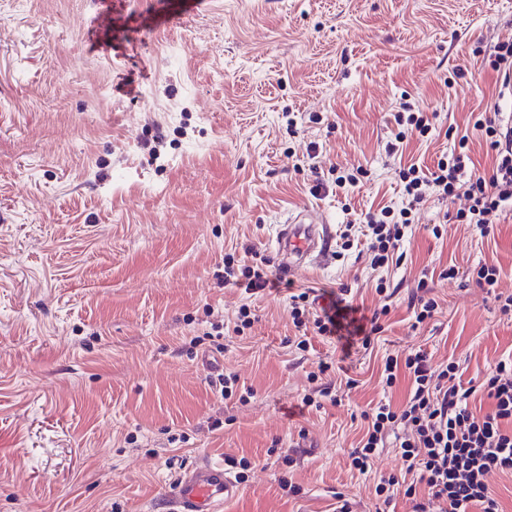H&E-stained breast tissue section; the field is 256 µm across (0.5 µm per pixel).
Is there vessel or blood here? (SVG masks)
<instances>
[{
    "instance_id": "b4317fda",
    "label": "vessel or blood",
    "mask_w": 512,
    "mask_h": 512,
    "mask_svg": "<svg viewBox=\"0 0 512 512\" xmlns=\"http://www.w3.org/2000/svg\"><path fill=\"white\" fill-rule=\"evenodd\" d=\"M328 249L323 220L306 210L281 230L275 254L281 272L289 276L307 260L323 258ZM238 493L239 486L228 468L200 460L185 470L166 502V512H220Z\"/></svg>"
}]
</instances>
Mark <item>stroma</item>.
Listing matches in <instances>:
<instances>
[{"label":"stroma","mask_w":512,"mask_h":512,"mask_svg":"<svg viewBox=\"0 0 512 512\" xmlns=\"http://www.w3.org/2000/svg\"><path fill=\"white\" fill-rule=\"evenodd\" d=\"M185 2L0 0V512H164L174 474L242 456L253 467L222 512H411L374 493L403 470L394 448L371 473L350 467L362 412L409 395L406 376L384 389V356L421 349L478 380L512 355V318L475 284L434 280L438 310L417 328L408 306L423 270L485 259L512 294V214L483 238L451 219L464 197L430 196L405 259L377 270L339 235L400 207L401 165L435 168L447 128L512 105L490 66L512 0ZM404 100L433 129L397 161L385 144ZM357 167L361 183L335 186ZM303 208L330 251L292 286L350 288L379 318L372 352L322 336L300 351L289 288L224 283L225 254H272ZM244 304L252 328L209 352L204 333ZM221 373L251 396H221ZM349 377L341 404L302 410Z\"/></svg>","instance_id":"stroma-1"}]
</instances>
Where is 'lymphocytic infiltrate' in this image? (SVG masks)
I'll list each match as a JSON object with an SVG mask.
<instances>
[{
  "instance_id": "1",
  "label": "lymphocytic infiltrate",
  "mask_w": 512,
  "mask_h": 512,
  "mask_svg": "<svg viewBox=\"0 0 512 512\" xmlns=\"http://www.w3.org/2000/svg\"><path fill=\"white\" fill-rule=\"evenodd\" d=\"M399 128L386 151H402L408 137H427L432 123L427 113L414 111L404 101L394 115ZM474 135L485 139L492 152V166L479 172L468 153V136H461L457 147L443 155L437 168L427 171L410 164L401 174L404 199L398 209L382 208L367 213L357 231L371 254V264L385 268L405 238L413 231L414 213L425 197L464 195L466 209L457 211L455 221L472 225L480 236H488L496 220L512 212V126L485 116L475 119ZM472 134V135H473ZM224 282L245 291L260 292L276 287L270 259L252 252L249 263L239 265L234 255L224 257ZM313 287L292 294L291 316L296 329L312 325L319 336H343L346 345L369 347L378 323H365L356 307L332 301L320 316L307 320V306ZM412 381L409 396L401 407L378 402L365 413L367 431L349 454L352 466L366 472L378 449L393 446L400 454L406 473L418 476L417 484L401 485L396 476H383L375 492L388 496L403 492L412 512H503L487 482L490 472L512 473V357L497 361L487 369L480 386H464L459 366L448 363L433 370L423 351H413L399 359L386 358V386H393L399 373ZM483 394L490 401L484 414L474 413L469 400Z\"/></svg>"
}]
</instances>
